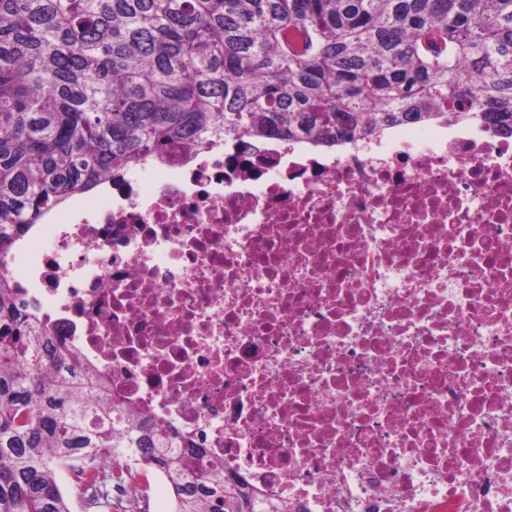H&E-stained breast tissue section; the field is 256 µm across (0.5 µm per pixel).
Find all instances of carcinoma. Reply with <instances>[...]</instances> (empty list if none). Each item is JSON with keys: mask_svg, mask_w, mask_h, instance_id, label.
<instances>
[{"mask_svg": "<svg viewBox=\"0 0 512 512\" xmlns=\"http://www.w3.org/2000/svg\"><path fill=\"white\" fill-rule=\"evenodd\" d=\"M512 131V0H0V512H71L167 479L174 512H284L112 399L25 311L15 243L104 174L206 133L332 148L418 122Z\"/></svg>", "mask_w": 512, "mask_h": 512, "instance_id": "carcinoma-1", "label": "carcinoma"}]
</instances>
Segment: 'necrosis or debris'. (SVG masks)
Here are the masks:
<instances>
[{
  "label": "necrosis or debris",
  "instance_id": "necrosis-or-debris-1",
  "mask_svg": "<svg viewBox=\"0 0 512 512\" xmlns=\"http://www.w3.org/2000/svg\"><path fill=\"white\" fill-rule=\"evenodd\" d=\"M18 244L28 311L288 512H512V137L170 146Z\"/></svg>",
  "mask_w": 512,
  "mask_h": 512
}]
</instances>
